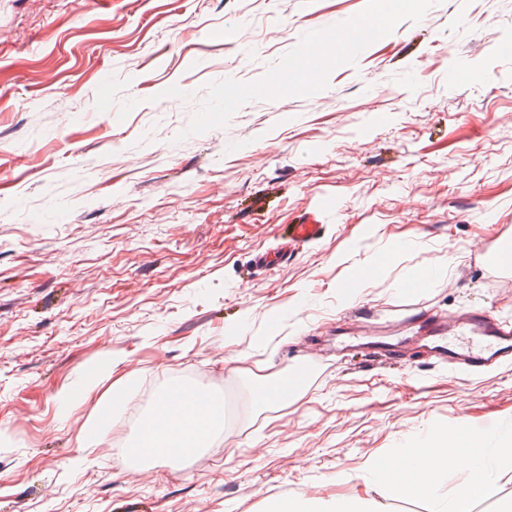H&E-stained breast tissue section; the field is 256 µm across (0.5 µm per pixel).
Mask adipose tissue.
Here are the masks:
<instances>
[{
    "instance_id": "obj_1",
    "label": "adipose tissue",
    "mask_w": 512,
    "mask_h": 512,
    "mask_svg": "<svg viewBox=\"0 0 512 512\" xmlns=\"http://www.w3.org/2000/svg\"><path fill=\"white\" fill-rule=\"evenodd\" d=\"M212 425L203 416L195 417L193 428L179 419L166 421L160 428L141 425L135 443L137 458L143 462L175 460L197 452L210 434ZM512 460V438L500 447L490 448L482 432L473 430L463 444L449 441L447 432L429 430L425 438L394 451L385 465L366 468V486L388 482L400 493H416L438 502V512H472L474 503L493 496L506 476V463ZM466 473V480L451 495L442 489L449 472Z\"/></svg>"
}]
</instances>
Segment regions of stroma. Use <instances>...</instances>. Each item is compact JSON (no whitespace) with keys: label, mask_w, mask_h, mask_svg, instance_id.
Returning <instances> with one entry per match:
<instances>
[{"label":"stroma","mask_w":512,"mask_h":512,"mask_svg":"<svg viewBox=\"0 0 512 512\" xmlns=\"http://www.w3.org/2000/svg\"><path fill=\"white\" fill-rule=\"evenodd\" d=\"M506 42L512 0H0V512H434L365 466L422 429L512 435V365L462 373L391 329L400 358L343 346L356 321L512 319ZM326 200L319 240L254 266ZM185 379L228 397L223 429L132 467L115 439ZM378 509L358 510L354 506L335 503L324 506L312 499L291 500L287 498L273 499L268 502L265 512H380Z\"/></svg>","instance_id":"stroma-1"}]
</instances>
